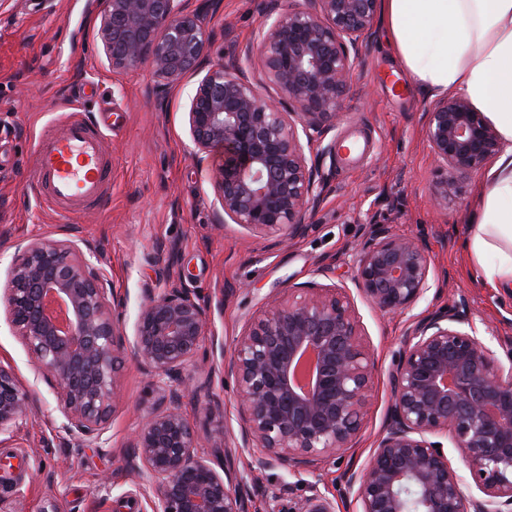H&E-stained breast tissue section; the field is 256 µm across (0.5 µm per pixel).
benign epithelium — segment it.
Masks as SVG:
<instances>
[{
	"label": "benign epithelium",
	"mask_w": 512,
	"mask_h": 512,
	"mask_svg": "<svg viewBox=\"0 0 512 512\" xmlns=\"http://www.w3.org/2000/svg\"><path fill=\"white\" fill-rule=\"evenodd\" d=\"M315 2L307 11L265 0L259 60L250 45L237 44L224 63L212 65V34L190 0H104L97 35L112 67L147 62L165 86L201 75L186 120L196 151L224 150L212 183L218 227L232 222L300 235L325 197L327 176L310 154L331 150L323 136L342 111L379 0ZM256 71L282 96L262 97ZM424 116L442 171L435 198L446 205L462 194L460 175L486 168L501 141L464 97L441 98ZM98 261L85 239H38L18 244L9 268V324L53 380L65 430L89 443L106 429L125 342ZM430 275L423 248L369 225L355 284L381 310L411 309L429 290ZM143 293L135 353L158 375L177 373L201 346L209 300L185 287L178 272L163 288L144 284ZM374 366L344 288H293L256 313L229 362L243 447L264 449L248 469L280 462L313 472L351 447ZM391 381L390 417L370 461L347 473L358 512H468L459 477L432 440L441 432L463 451L483 494L472 501L473 512H512V368L479 340L466 314L448 309L417 318ZM190 394L196 391L184 384L170 388L165 407L151 412L133 438L152 512H249L250 490L224 432L214 437L212 460L199 456L182 409ZM32 409L30 392L0 366V433ZM294 512H336V503L315 491Z\"/></svg>",
	"instance_id": "1"
}]
</instances>
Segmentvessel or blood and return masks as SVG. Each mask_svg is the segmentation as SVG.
Listing matches in <instances>:
<instances>
[{"label":"vessel or blood","instance_id":"b4317fda","mask_svg":"<svg viewBox=\"0 0 512 512\" xmlns=\"http://www.w3.org/2000/svg\"><path fill=\"white\" fill-rule=\"evenodd\" d=\"M33 182L40 202L59 215L96 206L112 185V154L101 127L70 108L59 133L39 138Z\"/></svg>","mask_w":512,"mask_h":512}]
</instances>
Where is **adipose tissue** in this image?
Listing matches in <instances>:
<instances>
[{
    "instance_id": "ef3b65f1",
    "label": "adipose tissue",
    "mask_w": 512,
    "mask_h": 512,
    "mask_svg": "<svg viewBox=\"0 0 512 512\" xmlns=\"http://www.w3.org/2000/svg\"><path fill=\"white\" fill-rule=\"evenodd\" d=\"M401 67L433 97L468 98L501 151L477 181L465 245L490 288L512 292V0H381Z\"/></svg>"
}]
</instances>
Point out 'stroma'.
<instances>
[{"label":"stroma","instance_id":"obj_1","mask_svg":"<svg viewBox=\"0 0 512 512\" xmlns=\"http://www.w3.org/2000/svg\"><path fill=\"white\" fill-rule=\"evenodd\" d=\"M264 0H223L204 18L213 37L211 64L223 63L231 42L253 41L265 22ZM91 0H0V365L12 370L36 401L31 415L0 436V456L24 461L0 471V512H150L141 479L130 470L128 443L161 403L160 382L134 352L145 283L164 284L180 269L187 284L211 302L206 336L182 379L207 382L187 396L183 411L208 455L211 438L240 433L234 380L227 372L234 340L275 297L315 283L351 295L364 341L374 356V386L361 436L312 473L274 464L245 477L255 493L251 512H288L319 491L336 512H355L345 475L367 465L390 415L391 373L411 323L436 310L463 306L478 338L512 366V293L495 292L463 247L476 174L463 175V194L448 206L433 194L440 176L425 136L432 98L415 87L376 27L353 85L325 143L358 141L361 149L329 154L331 188L298 236L264 234L238 224L216 227L212 188L216 156L194 155L186 123L196 77L160 86L149 65L115 69L97 37ZM98 85L82 113L112 110V187L83 216L62 218L40 209L33 192L35 147L55 129L73 88ZM414 240L428 254L434 277L406 312L386 313L355 286L357 250L369 223ZM83 238L104 254L102 268L119 304L125 332L120 386L107 432L88 444L69 435L55 389L7 321L8 269L17 244L32 239Z\"/></svg>","mask_w":512,"mask_h":512}]
</instances>
